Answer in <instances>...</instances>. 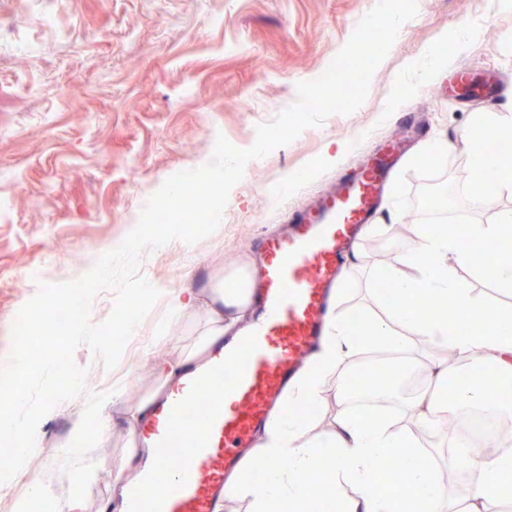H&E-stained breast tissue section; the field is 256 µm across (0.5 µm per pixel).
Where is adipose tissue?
<instances>
[{
	"label": "adipose tissue",
	"mask_w": 512,
	"mask_h": 512,
	"mask_svg": "<svg viewBox=\"0 0 512 512\" xmlns=\"http://www.w3.org/2000/svg\"><path fill=\"white\" fill-rule=\"evenodd\" d=\"M512 227V213L500 216L497 222H475L455 226L451 232L438 225L418 226L417 248L411 252L402 269L392 273L394 301L391 317L372 323L371 331L384 345L404 349L410 336H425L436 346L454 351L458 358L487 371V378L471 379L449 386L451 370L447 359L429 357L426 366L427 389L413 399L420 416L428 417L438 407L433 388L446 389L450 399L459 406L479 405L497 411L512 402V322L503 321L498 309L486 306L473 295L468 283L457 277L456 267L470 266L475 255L493 248L506 228ZM239 282L235 291L224 288L223 278H216L208 297L202 298L188 288H170L147 281L140 291L163 302L167 318H181L189 309L202 307L206 316V340L224 337L247 321L253 292L246 269L233 270ZM431 303L433 310L425 316L414 315L415 302ZM480 321V328L460 333L454 320L458 313ZM351 330L347 320L334 316L322 344L311 363L297 375L288 393L285 410L275 413L265 429L263 454L275 467L257 482H245L228 476L227 493L249 499L251 512H272L284 503L302 504L313 500L314 490L304 479L324 453L332 455V478L323 486L324 498H337L341 482L356 487L353 496L343 503V512H402V499L394 487L376 489L375 461L388 448L397 449L409 466L414 494L426 512H448V498L439 485L425 482L420 469L425 460L412 440L389 433L385 425L372 422L357 409L346 407L336 421V429L323 440L304 439V423L297 411L316 404L322 379L347 357L353 355ZM125 386L120 378L85 390L79 416L73 421L64 443L68 460L77 464L70 474L73 492L70 512H84L85 500L80 489L97 479L94 467L84 465L97 445L96 436L88 432L87 423L103 418L112 407L121 405ZM154 395H147L132 406H124L128 431L143 425L152 411ZM472 475L462 490L469 512H488L489 504L505 496V482L512 477V456L500 452L472 458Z\"/></svg>",
	"instance_id": "ef3b65f1"
}]
</instances>
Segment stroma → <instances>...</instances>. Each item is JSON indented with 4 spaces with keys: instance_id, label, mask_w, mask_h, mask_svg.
<instances>
[{
    "instance_id": "35a3bbf8",
    "label": "stroma",
    "mask_w": 512,
    "mask_h": 512,
    "mask_svg": "<svg viewBox=\"0 0 512 512\" xmlns=\"http://www.w3.org/2000/svg\"><path fill=\"white\" fill-rule=\"evenodd\" d=\"M501 0H418L375 71L363 105L303 130L289 144L250 161L229 193L227 215L210 236L186 246L174 241L143 254L140 272L172 288L207 293L214 276L254 267L257 246L281 232L274 193L288 173L302 183L289 200L305 205L353 166L360 153L397 133L394 96L409 98L425 131L420 142L445 151L429 171L403 164L395 173L376 230L356 242L336 288L335 309L366 323L388 318L379 297L417 241L415 227L443 220L491 224L512 211V193L498 192L494 207L473 205L468 129L473 113L495 112L512 133V11ZM375 0H0V355L11 347L16 311L38 282L58 284L85 274L95 260L136 226L142 207L175 173L204 165L217 136L249 148L258 124L292 104L298 82L320 76ZM44 14L52 28L15 29L17 14ZM463 27L464 45L453 65L496 75V101H465L445 93L447 71L419 79L427 53L448 27ZM348 148L324 163L337 143ZM169 342L153 343L158 326ZM205 328L202 308L167 321L154 305L136 328L114 371L97 366L87 347L75 352L96 386L119 376L126 403L157 386L155 362L195 345ZM341 373L321 386L308 438L335 427L344 402L335 395ZM80 399L62 402L43 426L29 459L32 485L51 483L58 500L70 493L60 446L80 412ZM90 463L99 470L85 493L96 512L113 474L127 462L122 408ZM390 430L414 438L434 460L430 468L449 497L457 467L440 429L417 421L407 399L396 402Z\"/></svg>"
}]
</instances>
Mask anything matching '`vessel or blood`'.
Instances as JSON below:
<instances>
[{"mask_svg": "<svg viewBox=\"0 0 512 512\" xmlns=\"http://www.w3.org/2000/svg\"><path fill=\"white\" fill-rule=\"evenodd\" d=\"M453 80L475 97L493 93L463 67ZM408 157L428 159L409 154L403 138L388 139L334 189L289 213L286 233L264 243L249 327L211 345L155 403L139 435L148 456L128 488L125 512H214L226 472L242 469L254 432L323 334L345 249L362 225L374 223L393 168Z\"/></svg>", "mask_w": 512, "mask_h": 512, "instance_id": "obj_1", "label": "vessel or blood"}]
</instances>
